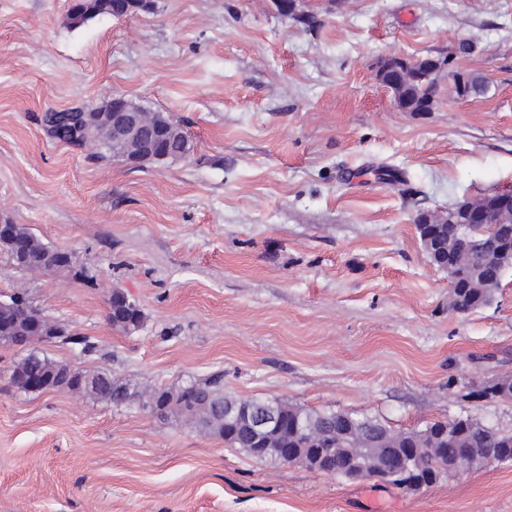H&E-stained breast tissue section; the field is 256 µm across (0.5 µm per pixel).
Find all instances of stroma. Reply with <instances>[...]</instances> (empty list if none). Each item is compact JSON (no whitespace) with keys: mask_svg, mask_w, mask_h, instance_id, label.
I'll list each match as a JSON object with an SVG mask.
<instances>
[{"mask_svg":"<svg viewBox=\"0 0 512 512\" xmlns=\"http://www.w3.org/2000/svg\"><path fill=\"white\" fill-rule=\"evenodd\" d=\"M69 0H0V219L75 251L76 272L17 268L21 291L92 337L36 350L146 388L220 372L226 393L364 415L396 431L470 416L512 431V269L492 302L448 304L419 213L512 189V0H154L68 25ZM469 52H460L461 44ZM449 58L430 112H402L384 56ZM123 96L191 149L138 167L50 140L47 109ZM119 288L145 314L127 334ZM0 344V512H512V466L406 492L261 461L138 405L11 382Z\"/></svg>","mask_w":512,"mask_h":512,"instance_id":"stroma-1","label":"stroma"}]
</instances>
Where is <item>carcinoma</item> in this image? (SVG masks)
Wrapping results in <instances>:
<instances>
[{
  "label": "carcinoma",
  "instance_id": "carcinoma-1",
  "mask_svg": "<svg viewBox=\"0 0 512 512\" xmlns=\"http://www.w3.org/2000/svg\"><path fill=\"white\" fill-rule=\"evenodd\" d=\"M124 7L125 0H78L70 7L69 19L72 26L80 27L99 14L110 16L112 9ZM81 111L80 107L63 111L49 129L51 139L75 147L86 144L79 127ZM443 232L464 244L466 262L458 270L457 286L461 289L464 309L472 312L488 304L492 294L485 288H470L468 284L499 276L498 267L486 261L493 236L489 227L483 224L465 227L450 224ZM0 247L11 255L24 256L31 270L52 272L68 269L74 262V251L48 246L29 228L19 224L13 225L10 235H0ZM25 304V298L18 294L8 301H0V337L53 335L57 324L33 309H19ZM62 343L83 354H90L96 348L91 337L77 332L62 337ZM59 366L60 363L32 352L17 363L13 379L36 372L48 374ZM86 396L114 406L145 401L151 405L162 400L168 403L165 417L185 420L193 429L222 437L231 447L240 448L260 460L272 459L274 455L258 453L249 435L236 427L234 418L224 413V409L233 406L243 410L252 405H266L279 413L281 424L265 438L264 447L286 448L288 454L301 458L303 465L311 470L350 479L377 477L402 457L409 462L418 459L420 468L414 475L415 490L436 483L444 475L462 471L489 453L512 464V433L468 416L428 422L422 429L396 432L373 417L306 410L276 399L229 397L224 395L222 374L179 387L155 388L148 393L121 381L110 389L88 388ZM477 396L512 399V381L493 380L477 391Z\"/></svg>",
  "mask_w": 512,
  "mask_h": 512
}]
</instances>
